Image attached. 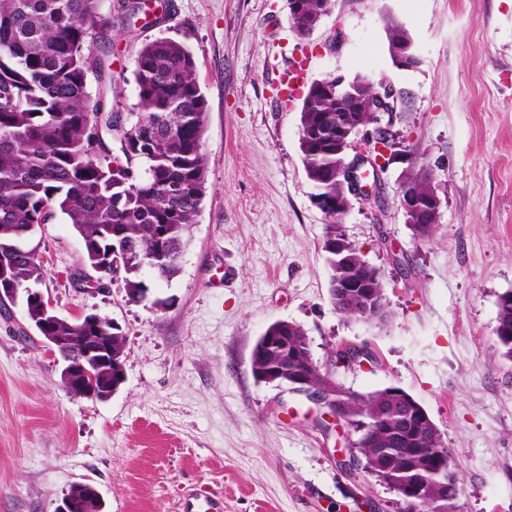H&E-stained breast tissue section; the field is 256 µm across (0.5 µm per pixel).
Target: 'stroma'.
I'll return each instance as SVG.
<instances>
[{"mask_svg":"<svg viewBox=\"0 0 512 512\" xmlns=\"http://www.w3.org/2000/svg\"><path fill=\"white\" fill-rule=\"evenodd\" d=\"M112 21L115 111L137 101L135 59L159 37L193 52L207 99L206 194L171 281L149 298L98 278L65 217L28 240L63 316L99 313L125 336L126 381L105 402L72 396L23 303L0 302V512H54L70 486L94 485L104 512H180L190 492L224 512H399L398 495L350 466L342 432L317 425L304 395L258 382L257 339L275 321L304 329L322 374L359 393L412 395L453 452L461 512H512V359L495 328L512 291V0H335L300 37L288 0H145ZM409 31L420 64L393 66L386 27ZM296 63L289 96L279 76ZM360 74L409 91L405 111L361 128L398 133L375 195L354 200L346 236L384 276L386 322L342 319L329 298L325 218L299 150L309 85ZM431 169L442 199L434 242L397 205L403 170ZM167 299L155 309L153 299ZM341 344L371 354L335 372Z\"/></svg>","mask_w":512,"mask_h":512,"instance_id":"obj_1","label":"stroma"}]
</instances>
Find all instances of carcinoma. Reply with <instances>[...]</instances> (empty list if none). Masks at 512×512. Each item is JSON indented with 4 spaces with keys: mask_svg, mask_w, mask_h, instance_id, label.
Instances as JSON below:
<instances>
[{
    "mask_svg": "<svg viewBox=\"0 0 512 512\" xmlns=\"http://www.w3.org/2000/svg\"><path fill=\"white\" fill-rule=\"evenodd\" d=\"M290 18L298 34H310L325 15L324 0H299ZM112 28L99 0H0V262L3 288H36L44 269L36 251L25 245L31 230L65 216L81 236L84 259L101 276L112 263L125 273L128 300L146 287L145 264L169 280L206 193L207 159L203 151L207 100L197 78L196 61L182 42L169 37L145 43L135 60L136 111L128 121L108 108L112 84L107 52L97 55L103 75L97 96L88 90L85 57L93 35L107 38ZM366 103L385 91V83L354 79ZM308 88L301 108L299 149L315 194L336 197L332 138L336 128L365 126L373 112H344L336 96ZM402 184L420 197L436 192L421 166L402 174ZM412 235L430 243L437 225L410 214ZM351 261L328 259L330 299L346 320L363 317L358 297L341 302L336 283L365 281L366 260L348 244ZM496 333L504 355L512 358V292L498 297ZM253 348L251 371L277 364L271 351ZM354 424L374 427V448L360 455L387 453L395 479H404L416 436L400 431L401 418L380 403L377 392L354 400Z\"/></svg>",
    "mask_w": 512,
    "mask_h": 512,
    "instance_id": "obj_1",
    "label": "carcinoma"
}]
</instances>
